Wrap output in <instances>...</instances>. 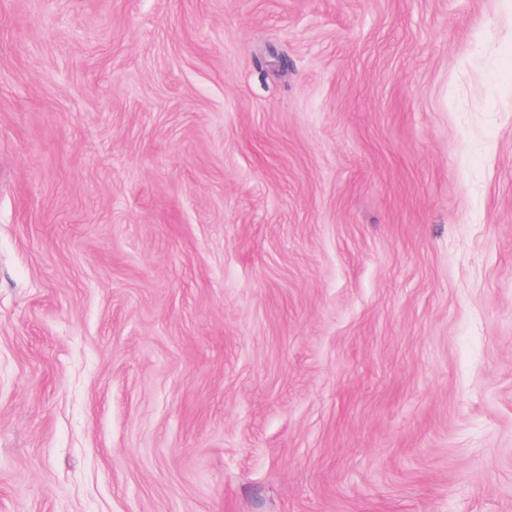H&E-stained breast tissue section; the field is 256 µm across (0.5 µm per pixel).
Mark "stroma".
I'll list each match as a JSON object with an SVG mask.
<instances>
[{
	"instance_id": "35a3bbf8",
	"label": "stroma",
	"mask_w": 512,
	"mask_h": 512,
	"mask_svg": "<svg viewBox=\"0 0 512 512\" xmlns=\"http://www.w3.org/2000/svg\"><path fill=\"white\" fill-rule=\"evenodd\" d=\"M0 512H512V0H0Z\"/></svg>"
}]
</instances>
